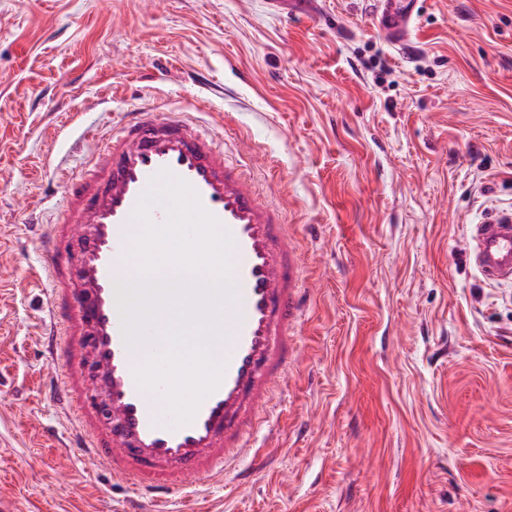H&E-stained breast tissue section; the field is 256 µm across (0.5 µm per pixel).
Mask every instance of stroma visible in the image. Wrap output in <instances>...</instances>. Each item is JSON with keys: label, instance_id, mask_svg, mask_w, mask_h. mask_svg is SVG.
Returning a JSON list of instances; mask_svg holds the SVG:
<instances>
[{"label": "stroma", "instance_id": "35a3bbf8", "mask_svg": "<svg viewBox=\"0 0 512 512\" xmlns=\"http://www.w3.org/2000/svg\"><path fill=\"white\" fill-rule=\"evenodd\" d=\"M266 2L0 0V512H124L46 388L26 220L146 99L259 155L307 288L263 466L170 512H512V284L468 255L512 207V0H424L411 53L374 0Z\"/></svg>", "mask_w": 512, "mask_h": 512}]
</instances>
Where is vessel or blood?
Instances as JSON below:
<instances>
[{
	"mask_svg": "<svg viewBox=\"0 0 512 512\" xmlns=\"http://www.w3.org/2000/svg\"><path fill=\"white\" fill-rule=\"evenodd\" d=\"M422 0H376L375 24L395 46L411 36ZM84 166L62 168L60 214L41 240L50 285L42 327L57 400L73 424L74 446L121 481L132 502L168 512L174 492L200 494L248 458L272 413L273 386L299 356L294 330L305 307L300 247L284 210L263 200L245 162L202 128L197 110L127 113L107 137L94 124ZM166 171L196 192L231 234L238 297L227 309L221 379L192 419L176 424L161 390L135 376L117 303L132 215L151 178ZM471 257L491 281H512V209L489 214L470 233Z\"/></svg>",
	"mask_w": 512,
	"mask_h": 512,
	"instance_id": "b4317fda",
	"label": "vessel or blood"
}]
</instances>
